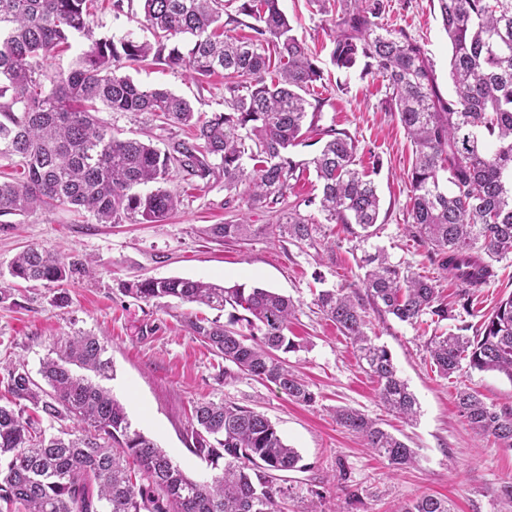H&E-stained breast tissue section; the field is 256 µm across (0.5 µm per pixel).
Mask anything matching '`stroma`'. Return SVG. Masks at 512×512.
<instances>
[{
  "mask_svg": "<svg viewBox=\"0 0 512 512\" xmlns=\"http://www.w3.org/2000/svg\"><path fill=\"white\" fill-rule=\"evenodd\" d=\"M113 0H96L94 27L98 36L151 38L138 0L114 10ZM384 21L405 29L434 62L437 82L450 93L448 37L433 0H386ZM295 34L319 54L328 67L335 13L314 0H280ZM129 76L190 100L197 112L224 109V78L197 82L183 70L156 65L130 68ZM321 119L305 143L292 148L297 161H308L323 144L324 129L348 131L359 142L361 168L369 172L381 198L379 232L359 242L340 225L326 224L314 242L259 235L245 241L217 242L203 235L209 224H272L276 213L247 208L223 182L192 186L171 173L168 189L180 193L181 206L160 223L99 224L89 213L57 207L19 218L0 228V404L5 401L7 369L25 362L37 373L40 362L64 332L82 331L105 337L114 377L106 385L124 404L136 429L154 439L174 461L194 476L210 468L189 450L191 411L196 403L224 399L263 412L280 434L297 448L303 468L287 475L290 494L285 512H399L416 496L448 499L453 512H512L497 491L512 481V448L483 442L456 408L459 390L478 391L487 404L512 406V380L497 372L461 370L451 377L436 373L426 349L427 333L393 316L368 310L370 334L390 351L402 379L414 393L419 414L406 424L380 403L375 380L360 367L352 344L324 319L316 305L319 291L358 287V260L363 250L382 248L392 263L433 279L444 300H455L461 287L441 269L432 249L409 234L408 175L413 147L396 113L388 111L382 77L360 79L358 73H330L320 90ZM101 121L124 136L152 140L167 149L184 130L161 127L149 113L100 111ZM59 249L92 259L94 275L68 287L70 301L58 306L54 289L38 282L17 283L8 266L31 246ZM496 275L473 296L474 314L492 310L512 293V255L495 263ZM141 277H183L225 285L272 288L297 306L294 335L305 349L288 361L309 383L314 404L295 403L275 385L247 375L225 380L224 361L190 335L186 318H215L216 310L183 304L175 308L146 305L121 290L122 282ZM351 407L382 422L384 428L417 452L415 466L396 470L364 447L361 440L337 426L332 411ZM344 462L359 492L351 500L336 479Z\"/></svg>",
  "mask_w": 512,
  "mask_h": 512,
  "instance_id": "35a3bbf8",
  "label": "stroma"
}]
</instances>
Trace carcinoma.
Instances as JSON below:
<instances>
[{
  "label": "carcinoma",
  "instance_id": "cac0c4a2",
  "mask_svg": "<svg viewBox=\"0 0 512 512\" xmlns=\"http://www.w3.org/2000/svg\"><path fill=\"white\" fill-rule=\"evenodd\" d=\"M92 0H0V156L18 158L22 180H0V218L70 206L99 224L163 221L181 204L162 184L172 171L184 180L224 189L250 208L274 209L291 181L314 169L317 205L327 224H339L361 242L376 235L381 199L358 168V140L330 127L307 162L290 148L320 118L311 103L324 80L317 54L293 34L279 0H240L237 13L254 19L250 36L224 16V0H140L153 39L96 37ZM451 47L444 94L427 51L402 29L383 23L384 0H333L335 35L329 62L339 73L379 75L386 103L413 146L407 230L430 245L448 277L466 286L452 303L438 300L433 280L391 263L381 249L363 252L360 278L369 303L414 325L430 316L459 322L427 346L443 377L462 369L498 371L512 380V293L478 326L472 289L496 276L493 263L512 254V0H437ZM89 41L64 72L44 63L74 37ZM146 61L182 69L200 80L224 74L222 112L209 116L166 89L135 83L120 73ZM313 111H308V107ZM149 112L191 136L161 151L122 138L96 116ZM150 183L156 188L139 192ZM318 223L290 210L271 225L213 224L217 241L256 234L314 240ZM8 273L21 282L60 289L93 273L92 261L30 247ZM121 290L146 304L165 299L222 310L226 320H187L192 336L228 363L224 379L239 374L274 384L296 402L315 395L284 355L303 345L288 335L293 301L269 288L225 286L185 278H136ZM324 316L349 338L362 367L376 378L385 408L411 421L418 404L388 350L367 335L366 308L342 290L318 294ZM473 335H466L467 331ZM103 339L65 335L42 359L36 381L25 364L8 370L11 400L0 405V504L5 512H283L284 474L299 471L301 456L268 417L222 399L194 407L190 451L215 470L208 481L188 475L157 443L132 428L125 407L100 384L112 376ZM32 406L49 421L46 431L23 416ZM456 407L476 434L512 448V408L485 403L460 390ZM336 424L362 437L367 448L403 468L416 452L361 411L339 407ZM401 512H451L448 500L422 494Z\"/></svg>",
  "mask_w": 512,
  "mask_h": 512
}]
</instances>
